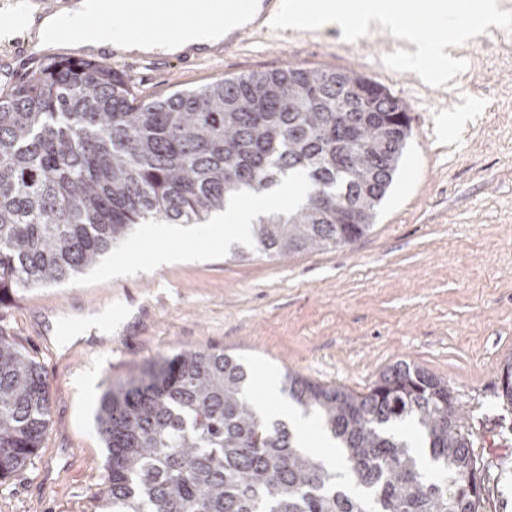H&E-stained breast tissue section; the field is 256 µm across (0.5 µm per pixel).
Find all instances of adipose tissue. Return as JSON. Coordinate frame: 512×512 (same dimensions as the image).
I'll list each match as a JSON object with an SVG mask.
<instances>
[{"label":"adipose tissue","instance_id":"obj_1","mask_svg":"<svg viewBox=\"0 0 512 512\" xmlns=\"http://www.w3.org/2000/svg\"><path fill=\"white\" fill-rule=\"evenodd\" d=\"M130 14H146L149 0H76L63 15L44 17L29 23L32 39L44 40L48 30L68 32L61 41L64 49L96 51L106 47L120 53H181L200 46L223 42L232 30L261 21L266 28L278 31L323 29L333 20H341L343 32L356 37L378 26L414 44L416 63L425 79L444 81L448 78L449 59L446 43L432 39L413 24L416 16H426L447 23L454 39H465L471 23H491L498 14L496 0H474L469 7L468 23L457 19L452 0H276L266 7L260 0H177L178 15L183 25L176 37H139L114 31L105 36L95 24L96 18L112 10ZM304 184L294 181L281 186L276 195L258 193L245 203L230 204L224 209L221 223L198 232L204 244L248 237L251 223L258 212L269 209L272 198L297 203L305 194Z\"/></svg>","mask_w":512,"mask_h":512}]
</instances>
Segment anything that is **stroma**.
I'll return each instance as SVG.
<instances>
[{
    "label": "stroma",
    "mask_w": 512,
    "mask_h": 512,
    "mask_svg": "<svg viewBox=\"0 0 512 512\" xmlns=\"http://www.w3.org/2000/svg\"><path fill=\"white\" fill-rule=\"evenodd\" d=\"M18 2L0 0V93L41 64L13 48L27 37L6 24ZM365 39L351 45L334 24L311 35L260 29L185 64L96 55L147 100L289 65L347 70L399 98L412 134L372 232L353 243L289 257L246 244L237 258L142 224L75 279L0 294V333L41 365L50 394L42 445L0 480V512H100L103 391L208 347L236 357L257 399L265 375L288 370L356 393L401 361L447 381L490 478L484 512H512V404L499 394L512 357V8L457 46L464 75L446 89L389 66L391 32ZM161 248L176 261L154 266ZM85 310L112 321L77 325Z\"/></svg>",
    "instance_id": "obj_1"
}]
</instances>
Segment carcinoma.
Masks as SVG:
<instances>
[{"instance_id": "cac0c4a2", "label": "carcinoma", "mask_w": 512, "mask_h": 512, "mask_svg": "<svg viewBox=\"0 0 512 512\" xmlns=\"http://www.w3.org/2000/svg\"><path fill=\"white\" fill-rule=\"evenodd\" d=\"M410 133L403 102L354 72H254L144 100L129 74L48 55L0 94V292L76 278L139 224H204L293 179L308 192L257 217L253 248L283 257L355 242L373 230ZM281 391L336 442L344 474L261 420L232 356L187 349L102 393V508L483 512L486 470L447 381L401 362L366 393L289 370ZM501 396L512 404V357ZM49 424L41 366L0 335L1 480L31 462Z\"/></svg>"}]
</instances>
